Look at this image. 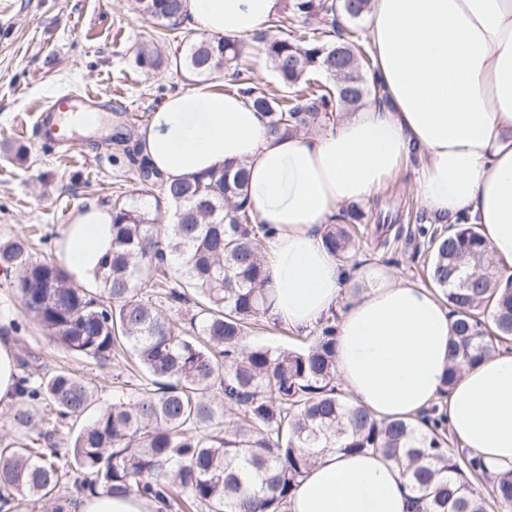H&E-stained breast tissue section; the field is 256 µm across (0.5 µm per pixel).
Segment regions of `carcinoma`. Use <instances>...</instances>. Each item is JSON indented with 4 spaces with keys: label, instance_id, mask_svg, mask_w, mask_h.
<instances>
[{
    "label": "carcinoma",
    "instance_id": "cac0c4a2",
    "mask_svg": "<svg viewBox=\"0 0 512 512\" xmlns=\"http://www.w3.org/2000/svg\"><path fill=\"white\" fill-rule=\"evenodd\" d=\"M370 0H285L287 36L264 41L278 96L240 68L244 44L202 39L183 55L198 76L232 71V93L262 113L271 133L290 135L318 124L330 110H355L378 98L369 84L370 50L353 25ZM134 10L158 28V42L179 29L183 0H135ZM333 37L328 44L325 38ZM138 64L164 58L143 46ZM341 77L335 86L309 78ZM245 167L222 166L160 184L161 197L112 205V252L91 295L60 265L35 261L27 237L0 241V269L14 283L25 315L60 347L99 365L119 358L138 382L98 389L56 368L19 377L18 400L0 439V512L30 500L48 512H74L77 499L137 492L161 512H282L318 449L374 451L402 469L411 512H512V470L490 498L486 478L467 448L448 439L433 408L416 421H378L346 399L336 382V314L317 322L309 346L277 350L247 342L269 311L263 258L269 231L247 203ZM180 219L159 222L162 202ZM366 229L329 224L327 248L344 257ZM427 276L453 317L450 365L441 394L462 367L512 342V275L499 271L476 225L459 217L421 230ZM194 308L186 331L170 311Z\"/></svg>",
    "mask_w": 512,
    "mask_h": 512
}]
</instances>
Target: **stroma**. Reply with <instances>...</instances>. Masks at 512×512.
Wrapping results in <instances>:
<instances>
[{
    "mask_svg": "<svg viewBox=\"0 0 512 512\" xmlns=\"http://www.w3.org/2000/svg\"><path fill=\"white\" fill-rule=\"evenodd\" d=\"M154 30L151 21L134 14L131 0H0V241L35 235L42 242L34 259L54 258L72 212L136 199L144 187L125 144L114 141L116 132L137 140L174 92L203 82L226 90L223 74L203 79L177 69L174 54L198 38L189 30L179 44L166 47L167 65L151 72L138 67L136 52L151 42ZM87 91L106 99L107 111L79 148L66 154L38 147L30 135L38 107L61 93L77 97ZM20 146L27 150L23 163L14 157ZM359 207L368 224L385 212L394 227L386 247L368 237L351 253L350 265L360 270L354 287L375 285L387 273L428 287L415 220L424 207L413 166L403 167ZM15 279V273L0 270V334L21 338L47 367L75 369L97 387L101 402H110L111 368L65 351L26 319Z\"/></svg>",
    "mask_w": 512,
    "mask_h": 512,
    "instance_id": "stroma-1",
    "label": "stroma"
}]
</instances>
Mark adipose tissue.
<instances>
[{"mask_svg":"<svg viewBox=\"0 0 512 512\" xmlns=\"http://www.w3.org/2000/svg\"><path fill=\"white\" fill-rule=\"evenodd\" d=\"M284 0H185L186 25L238 40L266 29ZM381 98L323 120L324 133L270 134L242 98L211 84L169 96L137 138L139 157L167 180L245 165L247 201L273 231L264 254L270 312L296 331L331 310L336 372L349 400L379 420L439 407L449 431L494 477L512 469V352L465 367L441 396L449 309L429 289L384 275L352 299L353 267L327 251L323 227L341 206L373 196L409 159L440 224L479 225L512 274V0H371L363 33ZM112 250V210L75 211L55 256L73 279H94ZM401 470L381 453L330 450L298 483L286 512H406ZM76 512H158L136 494L80 498Z\"/></svg>","mask_w":512,"mask_h":512,"instance_id":"adipose-tissue-1","label":"adipose tissue"}]
</instances>
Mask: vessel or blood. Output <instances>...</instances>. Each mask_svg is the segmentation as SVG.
I'll list each match as a JSON object with an SVG mask.
<instances>
[{
    "label": "vessel or blood",
    "instance_id": "vessel-or-blood-1",
    "mask_svg": "<svg viewBox=\"0 0 512 512\" xmlns=\"http://www.w3.org/2000/svg\"><path fill=\"white\" fill-rule=\"evenodd\" d=\"M97 96L87 94L82 98V112L70 111L69 96L62 95L51 100L41 110L34 123L32 137L42 146L72 150L78 144L74 128L79 124L82 113L97 109Z\"/></svg>",
    "mask_w": 512,
    "mask_h": 512
}]
</instances>
